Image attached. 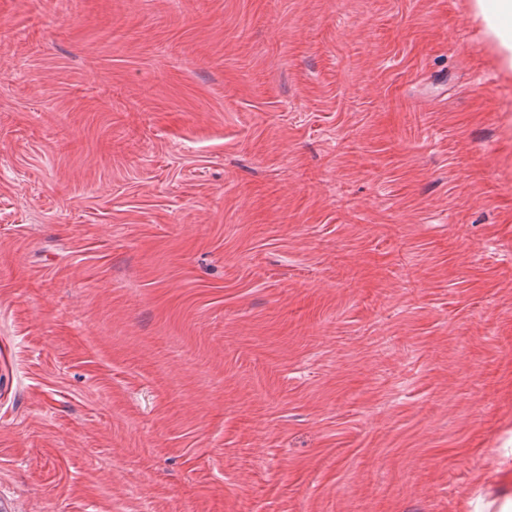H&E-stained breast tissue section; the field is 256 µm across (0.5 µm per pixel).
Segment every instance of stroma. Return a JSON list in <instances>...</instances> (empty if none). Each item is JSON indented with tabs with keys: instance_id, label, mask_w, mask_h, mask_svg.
Returning a JSON list of instances; mask_svg holds the SVG:
<instances>
[{
	"instance_id": "stroma-1",
	"label": "stroma",
	"mask_w": 512,
	"mask_h": 512,
	"mask_svg": "<svg viewBox=\"0 0 512 512\" xmlns=\"http://www.w3.org/2000/svg\"><path fill=\"white\" fill-rule=\"evenodd\" d=\"M511 444L469 0H0V512H498Z\"/></svg>"
}]
</instances>
